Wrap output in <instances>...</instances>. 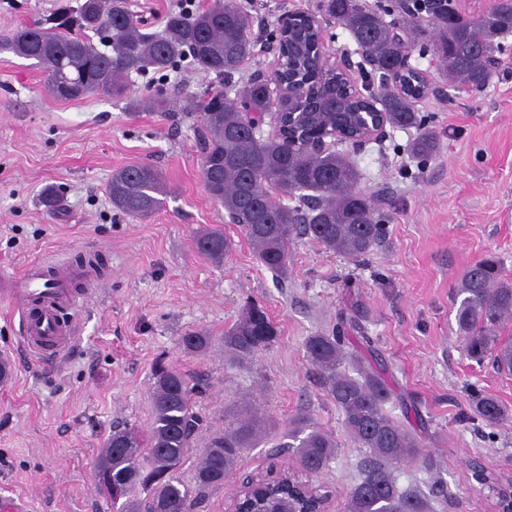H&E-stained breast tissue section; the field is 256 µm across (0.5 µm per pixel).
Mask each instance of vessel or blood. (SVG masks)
<instances>
[{"label": "vessel or blood", "mask_w": 512, "mask_h": 512, "mask_svg": "<svg viewBox=\"0 0 512 512\" xmlns=\"http://www.w3.org/2000/svg\"><path fill=\"white\" fill-rule=\"evenodd\" d=\"M76 275V270L44 263L30 266L21 276L0 272V302L21 314L31 352L50 350L60 355L74 340L75 326L63 311L80 303L70 289Z\"/></svg>", "instance_id": "b4317fda"}]
</instances>
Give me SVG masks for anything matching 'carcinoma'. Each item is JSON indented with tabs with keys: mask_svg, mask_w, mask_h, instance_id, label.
Here are the masks:
<instances>
[{
	"mask_svg": "<svg viewBox=\"0 0 512 512\" xmlns=\"http://www.w3.org/2000/svg\"><path fill=\"white\" fill-rule=\"evenodd\" d=\"M327 10L342 25L377 68L394 71L403 43L392 34V24L357 0H327ZM426 13L437 23L431 40L442 47V75L450 87L483 89L492 71L487 55L496 39L512 33V0H492L486 12L461 19L451 0H426ZM26 25L0 36V52L33 60L46 73V87L58 97L69 85L72 97L104 93L122 96L129 73L166 74L182 59L220 79H232L250 56L252 21L236 0H211L193 17L184 12L168 15L162 34L144 31L143 23L127 0H83L77 10L61 8L51 19ZM112 30L111 52L98 49L86 32ZM281 75L298 78L314 93L328 95L330 105L316 111L312 96L297 101L300 113L291 129L264 138L253 126L251 113L273 111L269 80H251L239 89L240 103L224 98L218 89L198 107L201 175L211 198L224 207L252 246L258 261L274 273H288L291 245L307 236L329 251L358 261L382 240L385 227L371 195L359 187L355 163L337 152L315 153L307 142L339 126L358 134L363 113L381 112L393 127L415 128V155L428 159L439 150V140L418 115L421 93L415 73L399 74L398 90L355 98L346 91L342 75L320 59L317 40L308 56L299 59L280 42ZM112 205L133 218H145L163 204L166 185L150 165H130L112 175L108 187ZM298 200L290 207L279 197ZM199 252L221 263L230 241L219 229L200 232ZM460 303L456 324L468 356L478 363L493 359L498 370L512 374V339L496 336L500 324L512 319V283L500 278L499 263L489 257L474 262L462 274L456 290ZM278 331L264 307L251 304L231 328L224 331V352L243 361L269 347ZM184 350L202 352L213 337L191 332L181 337ZM304 347L319 370L327 395L344 415L345 430L370 459L345 504L346 512H432L431 499L421 492L398 489L393 470L415 462L428 464L422 440L395 422L385 405L392 400L386 369L365 365L363 355L350 349L344 323L327 335L306 337ZM195 387L185 374L160 366L150 393L152 422L148 440L132 428L115 429L94 469L97 491L109 498H125V512H192V501L220 487L232 474L248 448L267 432L264 420L249 412L231 426L214 429L198 458L192 480L176 471L204 426L194 411ZM478 419L499 426L507 419L506 407L496 398L474 401ZM280 448L293 450L303 471L317 475L336 456L334 437L305 414L296 415L282 435ZM149 492L147 503L132 497L136 487Z\"/></svg>",
	"mask_w": 512,
	"mask_h": 512,
	"instance_id": "obj_1",
	"label": "carcinoma"
}]
</instances>
